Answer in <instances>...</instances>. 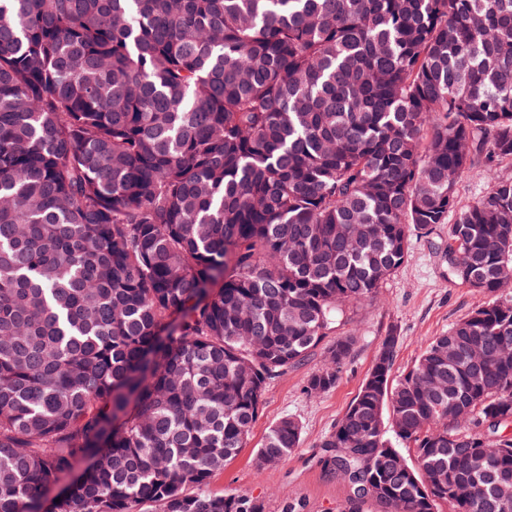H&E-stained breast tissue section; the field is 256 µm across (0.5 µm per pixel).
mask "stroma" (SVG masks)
I'll use <instances>...</instances> for the list:
<instances>
[{
    "mask_svg": "<svg viewBox=\"0 0 512 512\" xmlns=\"http://www.w3.org/2000/svg\"><path fill=\"white\" fill-rule=\"evenodd\" d=\"M448 233L445 224L411 232L404 263L375 297L347 309L336 335L325 337L307 359L268 381L246 446L211 478L209 492L259 500L265 512H342L350 489L324 467L322 443L356 398L384 338H398L393 368L398 375L435 336L476 306L493 296L512 299V286L492 296L449 275ZM340 337L349 339L350 352L335 386L307 392L309 376L322 367ZM286 416L302 427L298 448L281 463L258 468L257 448L269 427Z\"/></svg>",
    "mask_w": 512,
    "mask_h": 512,
    "instance_id": "stroma-1",
    "label": "stroma"
}]
</instances>
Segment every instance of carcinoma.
I'll return each mask as SVG.
<instances>
[{"label": "carcinoma", "instance_id": "cac0c4a2", "mask_svg": "<svg viewBox=\"0 0 512 512\" xmlns=\"http://www.w3.org/2000/svg\"><path fill=\"white\" fill-rule=\"evenodd\" d=\"M504 159L512 0H0V512H264L204 488L410 231L454 217L450 274L512 284ZM397 343L322 443L345 512H512L473 481L512 489V300L395 380ZM489 180L485 175L482 157L472 162L470 169L466 170L458 179L456 192L460 207H465L486 194Z\"/></svg>", "mask_w": 512, "mask_h": 512}]
</instances>
